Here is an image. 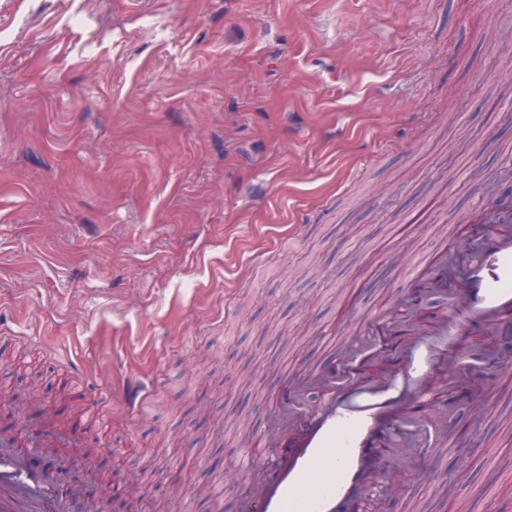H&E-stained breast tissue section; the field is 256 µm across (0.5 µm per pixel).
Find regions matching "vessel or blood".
<instances>
[{
  "label": "vessel or blood",
  "mask_w": 512,
  "mask_h": 512,
  "mask_svg": "<svg viewBox=\"0 0 512 512\" xmlns=\"http://www.w3.org/2000/svg\"><path fill=\"white\" fill-rule=\"evenodd\" d=\"M480 242L468 278L442 291L449 310L431 331H413L400 364L379 382L330 359L286 383L276 400L278 423L261 439L263 461L244 451L238 472L252 490L235 500L234 512H356L376 476L374 460L412 435L413 405L432 397L436 374L458 378L455 340L474 326L489 330L512 319V224L488 226ZM316 391L322 406L303 412V398ZM120 491L108 481L83 497L60 495L53 474L0 440V512H93L95 499Z\"/></svg>",
  "instance_id": "vessel-or-blood-1"
}]
</instances>
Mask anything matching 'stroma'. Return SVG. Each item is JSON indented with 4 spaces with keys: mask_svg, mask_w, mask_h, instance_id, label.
Wrapping results in <instances>:
<instances>
[{
    "mask_svg": "<svg viewBox=\"0 0 512 512\" xmlns=\"http://www.w3.org/2000/svg\"><path fill=\"white\" fill-rule=\"evenodd\" d=\"M510 192L512 0H0V432L215 512L348 320L399 346L445 310L393 252L467 264ZM483 387L368 512H512V375Z\"/></svg>",
    "mask_w": 512,
    "mask_h": 512,
    "instance_id": "stroma-1",
    "label": "stroma"
}]
</instances>
